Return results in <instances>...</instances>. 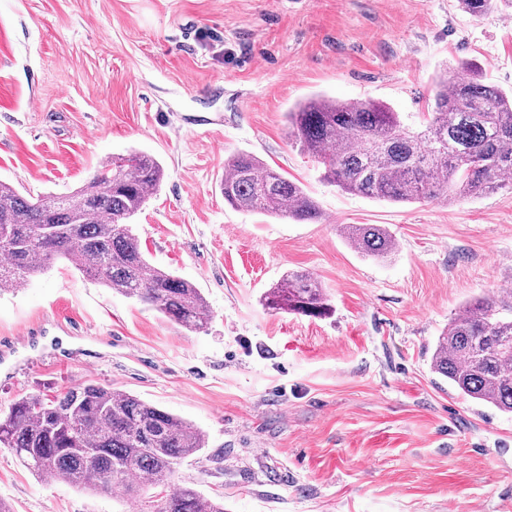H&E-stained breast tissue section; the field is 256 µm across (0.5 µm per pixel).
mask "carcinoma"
I'll list each match as a JSON object with an SVG mask.
<instances>
[{
	"instance_id": "carcinoma-1",
	"label": "carcinoma",
	"mask_w": 512,
	"mask_h": 512,
	"mask_svg": "<svg viewBox=\"0 0 512 512\" xmlns=\"http://www.w3.org/2000/svg\"><path fill=\"white\" fill-rule=\"evenodd\" d=\"M480 17L512 0H457ZM289 136L341 190L396 203L474 197L505 185L512 172V91L476 76L443 70L429 120L418 130L374 100L311 97L288 113ZM164 169L133 152L103 162L92 179L65 195L25 197L0 181V286L21 288L56 259L77 260L87 276L151 306L191 331L211 319L193 282L151 263L129 220L158 189ZM224 201L237 210L318 222L303 188L246 152L224 162ZM342 234L360 253L385 259L394 239L377 224H347ZM263 305L312 318L331 314L328 296L308 273L290 272ZM431 369L470 398L512 414V292L481 297L438 337ZM196 426L127 392L93 383L51 398L12 402L0 416V448L36 477L62 478L84 491L124 500L157 490L147 512H224V502L191 485H171L177 468L202 451Z\"/></svg>"
}]
</instances>
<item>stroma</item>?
<instances>
[{"label": "stroma", "mask_w": 512, "mask_h": 512, "mask_svg": "<svg viewBox=\"0 0 512 512\" xmlns=\"http://www.w3.org/2000/svg\"><path fill=\"white\" fill-rule=\"evenodd\" d=\"M475 63L512 89V13L457 0H0V181L72 192L136 150L165 170L133 219L144 256L212 311L191 332L56 260L0 292V410L93 382L201 428L176 480L225 512H512V415L432 373L435 342L472 298L512 287V189L448 203L343 192L288 137L314 94L379 100L421 125L434 76ZM248 152L312 197L320 223L224 201ZM346 224L394 237L387 261ZM290 271L326 318L260 298ZM25 344H17L21 334ZM13 512H127L43 482L0 450ZM342 234L366 256L385 259L395 252L392 235L377 224H346Z\"/></svg>", "instance_id": "1"}]
</instances>
